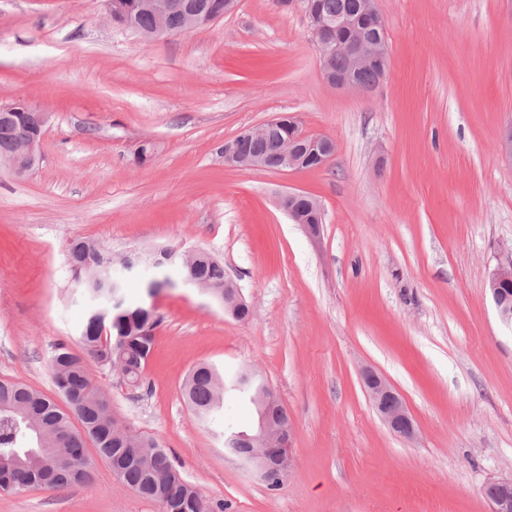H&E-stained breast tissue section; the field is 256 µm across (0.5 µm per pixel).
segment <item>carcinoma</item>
I'll return each mask as SVG.
<instances>
[{
  "mask_svg": "<svg viewBox=\"0 0 512 512\" xmlns=\"http://www.w3.org/2000/svg\"><path fill=\"white\" fill-rule=\"evenodd\" d=\"M357 2L318 0V5L322 15L334 18L353 13ZM19 134L15 122L0 118L1 159L13 153ZM238 140L242 150L264 155L270 166H276L273 142L241 135ZM69 257L73 280L81 282L91 302L79 337L85 355L65 343L58 344L51 355L49 369L66 401L65 409L28 385L0 380V490L63 488L86 481L92 466L89 441L109 463L128 448L139 449L138 460L116 474L137 495L158 503L162 512H224V501H205L155 439L128 434L112 415L108 393L94 382L86 358L103 368L118 369L121 381L129 385L138 383L153 348L157 319L150 307H124L115 301L122 282L114 278L112 266L103 264L92 241L73 242ZM178 269L185 278L193 275L213 288L224 287V266L204 253L193 267ZM262 383L259 377L246 384L240 372L228 375L217 365L202 362L189 371L183 396L197 420L224 438V447L233 448L237 429L224 418V394L247 396L259 410L257 390Z\"/></svg>",
  "mask_w": 512,
  "mask_h": 512,
  "instance_id": "carcinoma-1",
  "label": "carcinoma"
}]
</instances>
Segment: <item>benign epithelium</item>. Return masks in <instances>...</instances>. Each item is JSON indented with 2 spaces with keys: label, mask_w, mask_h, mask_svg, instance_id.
Returning a JSON list of instances; mask_svg holds the SVG:
<instances>
[{
  "label": "benign epithelium",
  "mask_w": 512,
  "mask_h": 512,
  "mask_svg": "<svg viewBox=\"0 0 512 512\" xmlns=\"http://www.w3.org/2000/svg\"><path fill=\"white\" fill-rule=\"evenodd\" d=\"M301 7L307 15L309 30L318 48L320 56L342 54L346 59V68L339 72H324L326 82L338 89L356 92H369L371 88L359 83L354 75L367 68L371 62L387 56L384 41L367 40L357 36L350 41L339 44L330 39V35L339 29H351L354 26V17L351 15L326 18L320 14L313 0H300ZM238 0H140V8L151 13L155 19L153 32L147 37H159L171 34L169 19L177 14L181 17V32L208 26L218 18L233 12ZM359 16L371 23L384 25L376 0H360ZM4 116L18 121L22 126H36L45 128L51 120V113L40 106L26 102L15 101L0 106ZM280 116H275L260 124L248 127V134L257 140H275L277 154L280 157L278 171L288 173L302 168L305 160L316 155L320 158V165H325L336 152V142L327 136L305 135L295 130L288 138L278 137ZM41 139L23 134L19 137L14 152L5 158L6 166L10 172L19 177L31 174L41 162ZM224 165L240 169H264L266 160L259 154L244 153L240 151L236 139L224 142ZM305 198V193L288 191L281 195L279 204L296 223L303 225L307 235L315 240H321V225L307 223V217L297 209L296 204ZM147 262L158 263L157 258L147 259L144 251L133 249L124 255L123 266L133 273ZM488 284L492 299L495 303L501 320L512 324V251L498 259L491 271ZM224 310L232 314L249 307L241 300L238 289L232 284H224ZM365 390L369 395L374 409L383 423L393 433L413 440L417 429L412 415L406 404L390 383L376 371L365 368L362 371ZM269 433V424L265 415H260L258 428L248 434L239 433L246 449H228L243 464L255 471L260 479L267 485H283L293 469V460L288 454L291 441L290 422L282 423L277 430L276 442L265 441ZM483 495L489 501L491 512H512V477L489 482L483 488Z\"/></svg>",
  "instance_id": "1"
}]
</instances>
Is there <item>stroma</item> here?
<instances>
[{
    "mask_svg": "<svg viewBox=\"0 0 512 512\" xmlns=\"http://www.w3.org/2000/svg\"><path fill=\"white\" fill-rule=\"evenodd\" d=\"M390 70L369 94L329 86L297 0H240L211 25L145 40L104 0H0V104L52 114L26 178L0 168V380L55 395L48 362L89 309L77 238L113 253L204 249L251 310L127 275L125 303L159 323L143 381L91 365L114 414L154 437L225 512H490L512 477V325L486 287L512 246V0H378ZM288 113L337 150L319 168L225 167L246 126ZM152 157L136 163L143 141ZM320 202V242L280 194ZM256 368L288 410L294 469L269 490L201 425L188 370ZM381 373L417 428L383 424L360 373ZM0 512H161L94 459L66 488L0 491ZM306 194L299 191H288L281 195L279 204L281 208L287 212L297 224H303L304 230L307 235L315 240H321V224H306L307 216H303L297 209L296 204L301 199L305 198ZM491 512H512V477L489 482L483 488Z\"/></svg>",
    "mask_w": 512,
    "mask_h": 512,
    "instance_id": "stroma-1",
    "label": "stroma"
}]
</instances>
